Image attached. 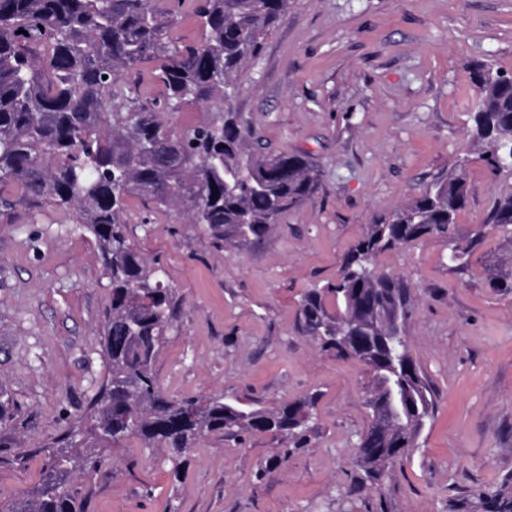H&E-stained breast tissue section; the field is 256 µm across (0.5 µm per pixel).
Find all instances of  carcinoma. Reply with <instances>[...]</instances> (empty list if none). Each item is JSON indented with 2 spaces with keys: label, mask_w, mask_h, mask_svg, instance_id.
Listing matches in <instances>:
<instances>
[{
  "label": "carcinoma",
  "mask_w": 512,
  "mask_h": 512,
  "mask_svg": "<svg viewBox=\"0 0 512 512\" xmlns=\"http://www.w3.org/2000/svg\"><path fill=\"white\" fill-rule=\"evenodd\" d=\"M204 37L172 36L181 12L164 0H0V213L24 202L67 212L96 239L110 305L102 332L105 385L45 456L34 498L0 501V512H85L76 473L101 464L103 447L137 437L163 448L174 477L185 454L209 434L270 433L297 441L313 424L311 403L245 406L222 394L169 399L153 364L174 330L178 300L163 270L131 243L125 212L137 196L201 224L213 247L260 241L313 190L303 154L276 152L234 110L243 67L257 58L291 0H192ZM157 64L162 97L144 101L124 78ZM470 81L473 153L495 170H512V77L477 61ZM187 104L214 119L175 134L169 119ZM468 197L465 165H456L411 202L369 225L346 254L339 278L303 293L298 325L336 356L371 374L372 422L361 436L363 483L378 488L394 459L409 454L434 414L430 388L406 336L389 332L412 311L398 275L379 272V253L433 234L448 237L451 268L476 243L463 241L457 218ZM491 227L512 234V193L497 197ZM332 297L336 310L326 305Z\"/></svg>",
  "instance_id": "1"
}]
</instances>
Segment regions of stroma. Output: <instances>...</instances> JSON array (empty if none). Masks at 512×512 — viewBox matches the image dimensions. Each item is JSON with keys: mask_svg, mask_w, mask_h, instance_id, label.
Instances as JSON below:
<instances>
[{"mask_svg": "<svg viewBox=\"0 0 512 512\" xmlns=\"http://www.w3.org/2000/svg\"><path fill=\"white\" fill-rule=\"evenodd\" d=\"M512 75V0H292L240 76L235 107L274 150L305 154L313 193L258 243L214 249L201 225L138 197L129 238L179 301L154 373L169 398L312 402L305 445L270 434L202 438L173 479L163 449L130 439L75 480L86 512H512V243L484 226L512 171L473 157L470 67ZM467 266L434 234L380 254L409 284L411 356L436 409L383 490L357 487L371 424L368 376L300 335L302 294L335 282L368 224L418 196L460 158ZM109 292L95 238L64 212L0 215V500L27 499L47 449L107 379ZM288 460L275 464L278 455Z\"/></svg>", "mask_w": 512, "mask_h": 512, "instance_id": "obj_1", "label": "stroma"}]
</instances>
